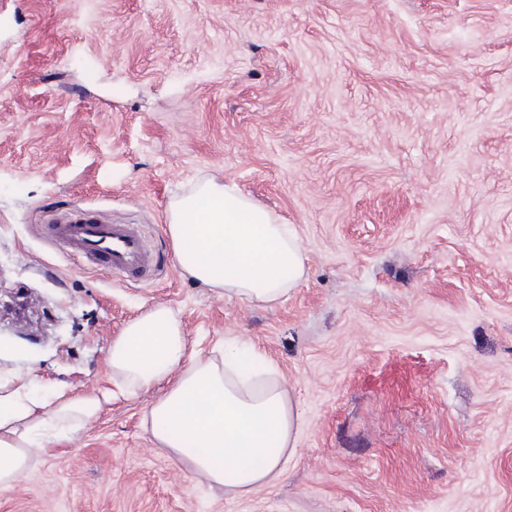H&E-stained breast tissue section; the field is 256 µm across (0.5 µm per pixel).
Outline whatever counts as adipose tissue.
Returning <instances> with one entry per match:
<instances>
[{"label": "adipose tissue", "mask_w": 512, "mask_h": 512, "mask_svg": "<svg viewBox=\"0 0 512 512\" xmlns=\"http://www.w3.org/2000/svg\"><path fill=\"white\" fill-rule=\"evenodd\" d=\"M167 232L183 275L225 298L274 304L305 274L295 234L236 185L199 181L169 204ZM243 352L190 359L178 316L159 305L128 322L112 342V377L127 393L160 387L144 421L155 441L200 480L236 496L277 481L295 448L298 414L272 365L243 373ZM96 394H39L0 382V490L11 488L47 429L97 415Z\"/></svg>", "instance_id": "obj_1"}]
</instances>
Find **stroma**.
Listing matches in <instances>:
<instances>
[{"instance_id":"35a3bbf8","label":"stroma","mask_w":512,"mask_h":512,"mask_svg":"<svg viewBox=\"0 0 512 512\" xmlns=\"http://www.w3.org/2000/svg\"><path fill=\"white\" fill-rule=\"evenodd\" d=\"M232 183L291 225L285 299L183 277L167 208ZM139 225L145 286L43 224ZM0 381L111 391L0 512H512V0H0ZM164 305L193 355L234 340L288 382L275 484L200 482L109 355Z\"/></svg>"}]
</instances>
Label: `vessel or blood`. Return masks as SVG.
Instances as JSON below:
<instances>
[{"instance_id":"1","label":"vessel or blood","mask_w":512,"mask_h":512,"mask_svg":"<svg viewBox=\"0 0 512 512\" xmlns=\"http://www.w3.org/2000/svg\"><path fill=\"white\" fill-rule=\"evenodd\" d=\"M44 236L91 265L124 274L137 282L153 279L154 259L139 227L103 224L73 216L44 225Z\"/></svg>"}]
</instances>
